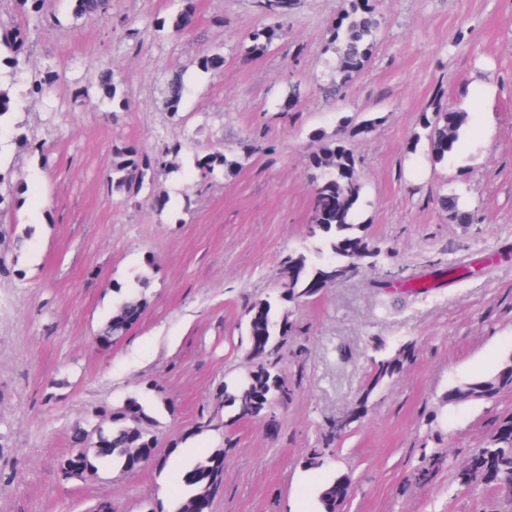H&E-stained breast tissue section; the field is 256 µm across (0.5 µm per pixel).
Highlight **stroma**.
Wrapping results in <instances>:
<instances>
[{
	"mask_svg": "<svg viewBox=\"0 0 512 512\" xmlns=\"http://www.w3.org/2000/svg\"><path fill=\"white\" fill-rule=\"evenodd\" d=\"M178 6L112 0L111 14L86 20L69 0H47L26 66H0L12 97L0 118V174L12 188L0 215V512H91L102 498L114 512H171L181 493L172 472L226 441L213 512H313L314 489L330 474L351 480L344 512H512L491 488L454 482L512 415V389L438 411L449 386L512 357V0H382L374 55L333 102L320 88L334 76L325 42L342 0H299L289 40L254 58L242 50L261 23L252 0H197L191 32L173 36L160 23ZM460 30L466 39L454 41ZM215 50L223 69L204 70L201 57ZM105 66L120 104L94 80ZM49 70L52 87L26 96ZM176 72L187 91L175 115L164 100ZM294 92V109L282 112ZM440 94L469 120L452 160L435 166L418 118ZM355 113L381 118L352 143L366 183L359 220L381 251L377 265L290 307L310 356L277 431L254 421L194 433L229 372L248 366L245 304L273 293L282 258L306 239L310 130L334 134L337 118ZM22 134L47 151L29 153ZM254 138L266 152L245 150ZM163 142L181 144L177 170L134 199L109 195L116 147L148 152ZM216 144L237 166L200 184L194 157ZM443 191L461 194L470 223L436 209ZM153 194L167 206L147 203ZM27 229L30 246L16 253ZM458 260L474 267L465 279L401 294L400 275ZM144 273L140 321L101 346L116 287ZM377 341L390 352L411 345L414 355L375 393L329 470L304 471L325 425L357 400ZM133 395L153 402L161 443L177 446L165 469L61 480L71 425ZM435 450L447 456L444 469L415 485L413 468Z\"/></svg>",
	"mask_w": 512,
	"mask_h": 512,
	"instance_id": "obj_1",
	"label": "stroma"
}]
</instances>
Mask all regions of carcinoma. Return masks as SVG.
<instances>
[{"label": "carcinoma", "instance_id": "carcinoma-1", "mask_svg": "<svg viewBox=\"0 0 512 512\" xmlns=\"http://www.w3.org/2000/svg\"><path fill=\"white\" fill-rule=\"evenodd\" d=\"M75 18H92L112 13V0H70ZM259 15L269 23L250 31L243 39L244 55H264L274 43L288 39V21L298 0H254ZM25 20L37 19L45 0H16ZM196 13V0H180V8L171 22V33L179 36L189 32ZM384 21L379 0H347V4L328 28L326 50L336 55V77L327 87L329 94L340 97L345 84L359 75L372 58L383 33ZM29 25H14L0 32V47L11 56L8 63L21 70L27 63L26 43ZM56 81V75H46L31 81L27 94L41 96ZM97 84L106 99L116 96L115 74L109 68L97 74ZM186 88L181 75L168 81L167 108L176 114L183 105ZM381 118L342 116L336 132L328 137L322 131H311L316 145L308 156V169L313 184L308 235L311 245L286 255L281 263L277 294L248 302L245 313L261 311V318L246 324L247 372L232 384H224L211 398L206 412L196 423V430L218 434L244 420H264L277 426V411L292 401L296 383L280 370L279 364L288 359L290 367L302 372L305 353L292 349L284 351L288 336L280 334V327L293 332L289 314L282 311L280 302L301 305L311 299L308 285L319 279L337 285L351 278L362 268L375 266L379 250L363 234V225L355 222L358 206L363 198L364 182L359 162L351 142L373 132ZM468 122V113L442 99H435L419 115V125L426 132L428 158L433 164L448 162ZM180 144H160L153 152H143L135 146L118 147L113 151L110 183L112 191L131 199L140 193L145 180L156 179L170 172ZM236 162L228 159L223 150L209 148L195 158V169L202 181H207L217 169L231 172ZM437 209L459 224L472 220V213L458 194H438L434 197ZM149 280H138L139 288L124 294L113 306L112 314L97 333V340L111 344L128 332L126 317L129 311L145 310V294ZM371 359L369 378L361 390L357 404L344 414L340 423L327 424L315 448L304 457L303 467L316 470L327 465L335 455L337 440L358 422L375 391L386 381L401 373L410 355L409 347L394 354L382 352ZM512 389V358L504 361L495 373L454 385L444 393L441 406L458 405L470 401L491 400L501 392ZM96 421L104 427L105 441L98 446L87 439L88 426L73 424L69 432L72 453L90 464L100 461L119 469H126L132 454L128 430L134 423L146 430V438L158 443V420L153 409L137 396H129L122 405L101 409ZM227 449L215 448L204 460L183 473L175 475L182 485V496L173 512H201V503L215 480L224 476V457ZM475 465H466L455 473L460 486L487 484L486 470L495 474L491 484L500 497L512 502V416L502 418L490 435L486 446L471 456ZM446 456L441 452L423 455L412 478L420 485L431 483L444 468ZM350 480L346 476L333 478L318 491L319 512H343L349 497Z\"/></svg>", "mask_w": 512, "mask_h": 512}]
</instances>
